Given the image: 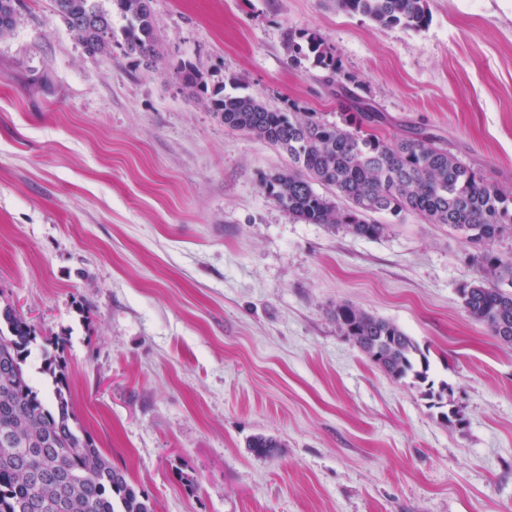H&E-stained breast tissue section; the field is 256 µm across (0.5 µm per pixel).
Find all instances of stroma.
I'll return each instance as SVG.
<instances>
[{
	"mask_svg": "<svg viewBox=\"0 0 512 512\" xmlns=\"http://www.w3.org/2000/svg\"><path fill=\"white\" fill-rule=\"evenodd\" d=\"M429 5L414 31L322 0H152L148 68L21 0L0 40V306L36 331L38 389L63 339L78 423L156 512H512V348L463 306L473 247L412 214L374 239L293 219L262 185L287 155L176 72L336 121L325 71L288 62L317 34L387 138L426 129L512 191V0ZM342 303L415 339L463 425L341 335Z\"/></svg>",
	"mask_w": 512,
	"mask_h": 512,
	"instance_id": "1",
	"label": "stroma"
}]
</instances>
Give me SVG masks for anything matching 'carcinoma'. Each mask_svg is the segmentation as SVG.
I'll return each instance as SVG.
<instances>
[{
  "mask_svg": "<svg viewBox=\"0 0 512 512\" xmlns=\"http://www.w3.org/2000/svg\"><path fill=\"white\" fill-rule=\"evenodd\" d=\"M53 12L84 51L97 56L118 48L128 59L152 66L158 50L151 0H52ZM349 15H362L380 27L422 30L431 20L428 0H325ZM19 0H0V39L14 30ZM125 25L115 28L112 16ZM291 63L308 59L328 72L326 82L343 99L342 121L322 112H282L257 95L212 91L202 74L184 65L179 74L200 95H210L224 127L262 140L288 155V168L264 180L267 195L305 224L342 227L365 238L385 233L374 215L414 214L429 224H446L478 249L479 278L459 294L468 314L501 344L512 347V257L489 250L512 235V195H506L460 160L440 139L412 129L391 141L377 134L387 118L350 86L338 80L336 59L310 34L301 44L288 39ZM325 188L320 192L317 187ZM342 336L356 344L390 377L412 378L425 387L432 406L447 423L461 420L444 402L448 383L429 378L430 364L418 343L399 326L352 304L333 313ZM37 341L24 315L0 307V512H155L138 490L75 426L60 342L46 355L44 371L53 377V397L30 384L26 369ZM261 459L278 445L258 436L249 444Z\"/></svg>",
  "mask_w": 512,
  "mask_h": 512,
  "instance_id": "obj_1",
  "label": "carcinoma"
}]
</instances>
